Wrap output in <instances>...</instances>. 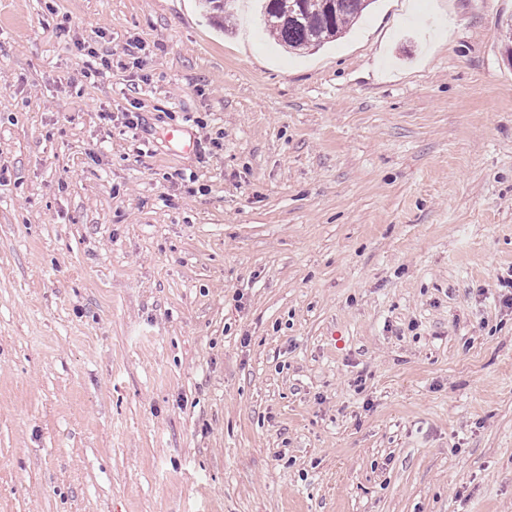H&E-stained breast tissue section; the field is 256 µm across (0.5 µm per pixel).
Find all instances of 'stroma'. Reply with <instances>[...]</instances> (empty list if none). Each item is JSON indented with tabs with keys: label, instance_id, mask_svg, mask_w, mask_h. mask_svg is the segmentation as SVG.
<instances>
[{
	"label": "stroma",
	"instance_id": "stroma-1",
	"mask_svg": "<svg viewBox=\"0 0 512 512\" xmlns=\"http://www.w3.org/2000/svg\"><path fill=\"white\" fill-rule=\"evenodd\" d=\"M511 21L0 0V512H512ZM263 20L288 50H307L336 40L373 0H262Z\"/></svg>",
	"mask_w": 512,
	"mask_h": 512
}]
</instances>
